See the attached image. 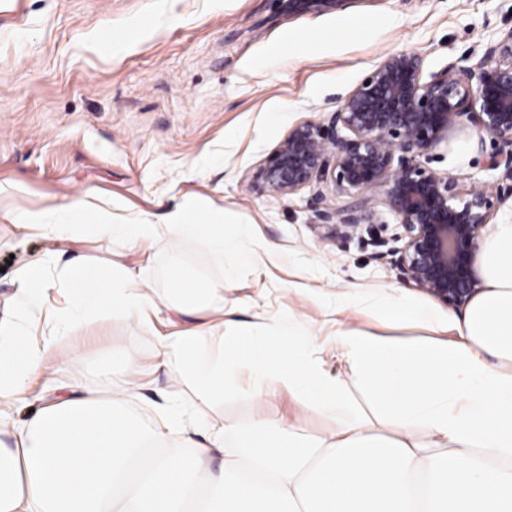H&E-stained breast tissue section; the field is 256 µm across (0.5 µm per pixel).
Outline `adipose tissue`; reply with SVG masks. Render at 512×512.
<instances>
[{
    "label": "adipose tissue",
    "instance_id": "obj_1",
    "mask_svg": "<svg viewBox=\"0 0 512 512\" xmlns=\"http://www.w3.org/2000/svg\"><path fill=\"white\" fill-rule=\"evenodd\" d=\"M120 208L82 198L24 212L18 225L57 241L87 231L137 247L202 240L224 254V214L206 199L185 197L133 224L115 222ZM478 262L485 286L460 311L445 315L393 294L374 303L383 322L444 323L449 337L404 345L337 329L332 355L342 380L327 375L311 337L225 321L223 284L174 269L172 308L213 311L218 341L208 348L202 332L174 330L160 338L156 360L178 363L199 407L223 405L242 365L253 379L238 389L244 397L263 399L276 384L334 431L213 420L202 444L194 417L166 407L160 424H147L131 408L126 382L108 378L105 395L56 397L12 427L10 443L0 442V512H512V224L495 225ZM15 280L23 299H34L35 284L57 283L82 305L0 321V422L24 402L33 373L79 360L78 351L58 352L61 332L113 316L145 325L157 311L152 291L129 269L59 270L42 261L19 266ZM34 330L39 339H31ZM355 391L382 429L355 411Z\"/></svg>",
    "mask_w": 512,
    "mask_h": 512
}]
</instances>
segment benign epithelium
<instances>
[{"label":"benign epithelium","instance_id":"benign-epithelium-1","mask_svg":"<svg viewBox=\"0 0 512 512\" xmlns=\"http://www.w3.org/2000/svg\"><path fill=\"white\" fill-rule=\"evenodd\" d=\"M288 13L341 11L356 0H286ZM465 124L498 149L487 165L496 185H464L418 157ZM316 183L318 223L345 236L377 214L374 194L402 228L389 251L403 281L448 306L481 289L477 254L496 204L512 193V28L486 45L470 65L450 62L427 71L416 52L384 58L321 122L292 127L260 171L258 189L294 195ZM346 199L326 203L327 194Z\"/></svg>","mask_w":512,"mask_h":512}]
</instances>
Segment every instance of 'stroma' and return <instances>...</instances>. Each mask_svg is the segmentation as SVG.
<instances>
[{"instance_id":"stroma-1","label":"stroma","mask_w":512,"mask_h":512,"mask_svg":"<svg viewBox=\"0 0 512 512\" xmlns=\"http://www.w3.org/2000/svg\"><path fill=\"white\" fill-rule=\"evenodd\" d=\"M512 27V0H362L343 11L287 15L277 0H0V318L26 307L14 273L26 262L65 265L76 258L135 271L157 300L170 273L184 267L224 284L236 319L274 332H298L326 350L345 325L415 341L424 329L381 322L371 308L386 293L420 304L433 295L404 283L387 251L401 228L385 207L379 223L353 236L317 224L309 191H260L256 175L293 126L322 121L386 56L414 51L427 70L481 52ZM494 140L477 146L460 128L421 163L461 183L490 184ZM90 195L123 203L132 224L183 196L223 209L224 234H247L255 258L232 249L216 259L202 242L162 241L150 249L105 245L90 235L54 242L14 226L24 211ZM206 316L160 311L151 325L114 317L60 337L57 349L79 361L29 382L28 419L55 396L57 381L81 391L105 375L138 384L134 410L148 423L157 405L190 403L174 368L149 378L114 365L112 346L136 347L151 364L171 328L209 329ZM225 419L297 417L286 392L253 401L224 399Z\"/></svg>"}]
</instances>
